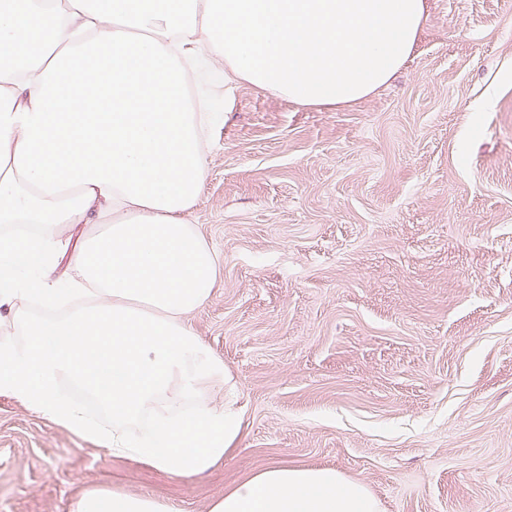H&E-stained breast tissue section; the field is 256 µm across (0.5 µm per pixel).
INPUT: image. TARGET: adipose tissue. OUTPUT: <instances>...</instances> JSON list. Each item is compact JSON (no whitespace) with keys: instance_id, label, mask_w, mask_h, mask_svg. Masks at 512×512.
<instances>
[{"instance_id":"ef3b65f1","label":"adipose tissue","mask_w":512,"mask_h":512,"mask_svg":"<svg viewBox=\"0 0 512 512\" xmlns=\"http://www.w3.org/2000/svg\"><path fill=\"white\" fill-rule=\"evenodd\" d=\"M426 0H0V301L28 300L19 336L0 337V393L126 456L191 477L223 463L242 418L214 392L231 380L188 323L220 285L219 259L188 214L207 175L190 106V68L335 109L385 85L414 50ZM98 231L74 246L72 287L53 277L59 227ZM90 393L111 429L66 393ZM72 512H178L92 487ZM209 512H380L332 467L269 466L225 489Z\"/></svg>"}]
</instances>
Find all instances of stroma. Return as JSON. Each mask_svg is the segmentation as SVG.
I'll return each mask as SVG.
<instances>
[{"label": "stroma", "instance_id": "obj_1", "mask_svg": "<svg viewBox=\"0 0 512 512\" xmlns=\"http://www.w3.org/2000/svg\"><path fill=\"white\" fill-rule=\"evenodd\" d=\"M188 216L221 284L190 324L242 436L183 478L0 394V512L96 484L180 512L272 464L332 466L381 512H512V0H427L401 71L334 111L240 86Z\"/></svg>", "mask_w": 512, "mask_h": 512}]
</instances>
